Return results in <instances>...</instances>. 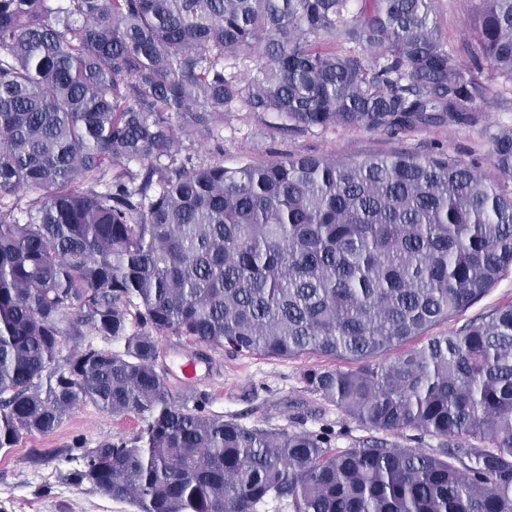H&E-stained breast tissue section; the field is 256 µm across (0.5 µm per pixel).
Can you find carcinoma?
Returning <instances> with one entry per match:
<instances>
[{"instance_id":"cac0c4a2","label":"carcinoma","mask_w":512,"mask_h":512,"mask_svg":"<svg viewBox=\"0 0 512 512\" xmlns=\"http://www.w3.org/2000/svg\"><path fill=\"white\" fill-rule=\"evenodd\" d=\"M475 55L512 81V0H479ZM243 53L247 88L225 73ZM490 89L434 0H0V449L78 404L145 425L77 475L138 512H512V303L436 324L512 269V191L444 152L227 167L237 100L308 129L467 128ZM512 179V130L493 140ZM288 359L376 438L334 452L174 396L159 337ZM124 341L121 352L87 336ZM396 351L387 361L382 355ZM488 442L484 448L481 443Z\"/></svg>"}]
</instances>
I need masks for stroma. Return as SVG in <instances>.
Segmentation results:
<instances>
[{
  "mask_svg": "<svg viewBox=\"0 0 512 512\" xmlns=\"http://www.w3.org/2000/svg\"><path fill=\"white\" fill-rule=\"evenodd\" d=\"M478 3L435 0L439 36L466 63L471 60L468 48L474 43ZM477 76L491 86V103L484 121L466 129L432 127L399 134L341 127L302 130L288 126L275 113L233 104L224 115V163L236 166L288 155L348 160L370 154L445 152L496 177L490 151L494 137L512 128V93L494 76L489 61H481ZM510 301L512 272L461 314L434 327L433 333L459 331ZM328 363L327 357L316 354L282 360L210 350L198 364L196 388L186 395L198 400L208 414L248 426L310 432L340 452L372 439L373 433L306 388L304 373ZM142 426L140 416H113L85 403L67 414L53 433L27 436L15 447L0 449V512H135L129 503L112 499L89 483H76L74 475L86 467L85 449L106 438L132 437Z\"/></svg>",
  "mask_w": 512,
  "mask_h": 512,
  "instance_id": "35a3bbf8",
  "label": "stroma"
}]
</instances>
